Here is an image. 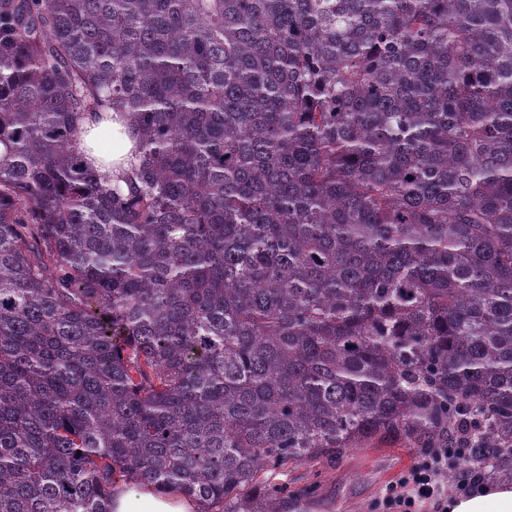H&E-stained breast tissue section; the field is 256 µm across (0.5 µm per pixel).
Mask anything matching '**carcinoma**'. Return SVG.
<instances>
[{"label":"carcinoma","instance_id":"cac0c4a2","mask_svg":"<svg viewBox=\"0 0 512 512\" xmlns=\"http://www.w3.org/2000/svg\"><path fill=\"white\" fill-rule=\"evenodd\" d=\"M461 436L512 478V0H0V512ZM112 115V117H110ZM133 120L126 112H108V116H88L78 132V146L85 161L93 168L118 177L138 165L139 142L132 136ZM110 131L112 147L102 143V134Z\"/></svg>","mask_w":512,"mask_h":512}]
</instances>
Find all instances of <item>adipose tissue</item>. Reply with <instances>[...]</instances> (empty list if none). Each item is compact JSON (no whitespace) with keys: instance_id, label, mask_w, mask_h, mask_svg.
I'll use <instances>...</instances> for the list:
<instances>
[{"instance_id":"adipose-tissue-1","label":"adipose tissue","mask_w":512,"mask_h":512,"mask_svg":"<svg viewBox=\"0 0 512 512\" xmlns=\"http://www.w3.org/2000/svg\"><path fill=\"white\" fill-rule=\"evenodd\" d=\"M129 114L89 116L78 132V146L93 168L119 176L138 165L139 142ZM112 512H199L198 503L173 489L123 485L112 494ZM447 512H512V482L495 481L448 498Z\"/></svg>"}]
</instances>
